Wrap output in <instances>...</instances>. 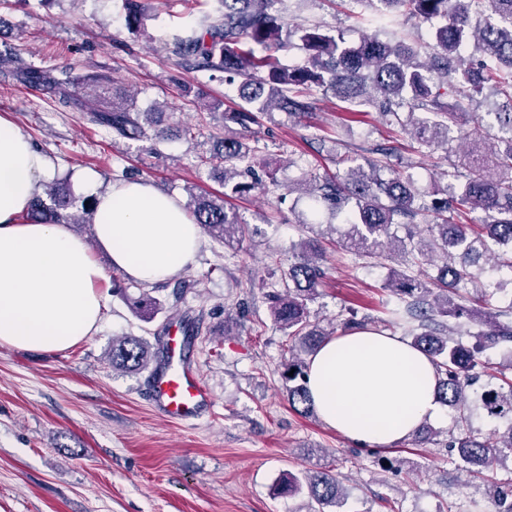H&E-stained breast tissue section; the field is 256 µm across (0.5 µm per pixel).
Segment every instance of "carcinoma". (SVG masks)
Masks as SVG:
<instances>
[{
    "mask_svg": "<svg viewBox=\"0 0 512 512\" xmlns=\"http://www.w3.org/2000/svg\"><path fill=\"white\" fill-rule=\"evenodd\" d=\"M188 11L178 17L163 45L185 71L220 74L229 85L240 82L245 105L221 113L228 134L217 142L205 162L224 180V188L244 196L262 184L254 167L264 163L268 145L247 135L251 126L273 108L301 116L313 108L317 91H332L344 102L374 103L386 124L411 135L417 153L443 150L448 181L443 196L421 201L408 169L392 163L396 146L380 144L371 150L367 166L346 170L309 183L304 193L314 219L320 210L344 213L347 231L338 244L370 258L403 254L412 266H437V275L422 279L390 269L387 287L404 303L402 312L411 324V344L433 361L441 403L456 415V431L448 447L457 451L469 474L494 473L512 458V377L501 374L497 389L480 395L491 417L505 419V431L481 436L472 430L471 387L480 355L487 349L512 346V303L505 309L489 307V296L461 293L477 287L483 273L481 260L512 268V0H379L388 13L403 8L411 18L437 22L428 59L420 60L422 45L389 33L370 35L356 45L343 35L320 32L317 27L291 28L285 22L286 0H184ZM128 30L138 34L146 18L142 0H124ZM297 37L306 50L304 65L287 68L277 53ZM0 75L15 84L48 93L61 107L85 113L86 120L110 134L131 141L154 142L195 138L193 128L172 130L171 113L158 106L139 111L117 91L112 104L95 105L85 88H105L107 75H92L78 88L71 72L32 68L17 56L0 52ZM489 85L506 99L507 109L487 113L490 120L473 130L465 128L467 111L476 95ZM455 96L453 105L444 98ZM461 140L468 148L452 150ZM75 199L63 183L45 187L24 220L42 224H82L73 213ZM194 223L226 244H239L248 224L227 209L224 197L190 193L185 206ZM431 211L437 222L420 226L414 218ZM405 229V236L398 229ZM324 250L314 239L298 244L288 264L284 288L270 295L274 324L288 340V364L282 378L289 405L304 414L314 412L310 397L308 360L330 333L312 325L307 304L324 285ZM131 309L146 322L161 310L159 299L143 291L131 299ZM473 343L457 338L470 325ZM156 359L155 347L136 336L112 340V369L130 373L148 371ZM293 375H288V372ZM487 491L512 512V480H489ZM306 494L305 512H333L341 508L346 491L329 470L306 469L288 474L277 486L279 495Z\"/></svg>",
    "mask_w": 512,
    "mask_h": 512,
    "instance_id": "obj_1",
    "label": "carcinoma"
}]
</instances>
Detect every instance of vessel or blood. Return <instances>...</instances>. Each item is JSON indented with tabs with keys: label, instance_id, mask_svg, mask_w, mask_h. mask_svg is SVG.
I'll return each instance as SVG.
<instances>
[{
	"label": "vessel or blood",
	"instance_id": "1",
	"mask_svg": "<svg viewBox=\"0 0 512 512\" xmlns=\"http://www.w3.org/2000/svg\"><path fill=\"white\" fill-rule=\"evenodd\" d=\"M194 326L171 322L158 347L160 355L148 378L149 398L156 412L172 423H186L210 412L213 399L191 359Z\"/></svg>",
	"mask_w": 512,
	"mask_h": 512
}]
</instances>
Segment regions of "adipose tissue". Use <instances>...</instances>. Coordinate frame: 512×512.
Segmentation results:
<instances>
[{"label":"adipose tissue","instance_id":"adipose-tissue-1","mask_svg":"<svg viewBox=\"0 0 512 512\" xmlns=\"http://www.w3.org/2000/svg\"><path fill=\"white\" fill-rule=\"evenodd\" d=\"M55 163L0 116V346L37 352L70 349L98 328L106 268L152 283L177 276L202 243L179 199L142 181L104 182L78 170L71 178L94 201V235L109 263L64 224L24 216ZM309 389L322 421L361 445L384 448L438 419L432 360L389 332L330 338L309 358Z\"/></svg>","mask_w":512,"mask_h":512}]
</instances>
